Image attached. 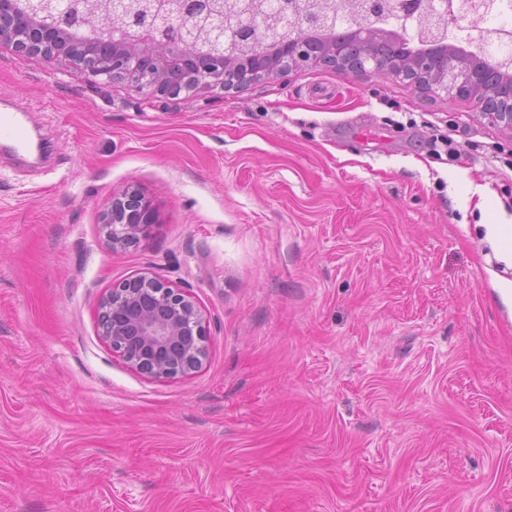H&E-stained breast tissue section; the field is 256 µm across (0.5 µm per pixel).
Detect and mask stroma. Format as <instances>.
Wrapping results in <instances>:
<instances>
[{
    "mask_svg": "<svg viewBox=\"0 0 512 512\" xmlns=\"http://www.w3.org/2000/svg\"><path fill=\"white\" fill-rule=\"evenodd\" d=\"M14 101L55 153L0 156V512H512V135L472 100L322 66L151 96L5 43ZM128 186L158 222L116 248ZM144 271L207 314L191 376L98 334ZM512 221H510L511 223ZM508 223V222H506ZM489 224L486 225V240L496 252L498 258L507 264L512 265V247H502L504 239L512 238V224Z\"/></svg>",
    "mask_w": 512,
    "mask_h": 512,
    "instance_id": "35a3bbf8",
    "label": "stroma"
}]
</instances>
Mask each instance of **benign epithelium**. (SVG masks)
I'll return each mask as SVG.
<instances>
[{
  "instance_id": "1",
  "label": "benign epithelium",
  "mask_w": 512,
  "mask_h": 512,
  "mask_svg": "<svg viewBox=\"0 0 512 512\" xmlns=\"http://www.w3.org/2000/svg\"><path fill=\"white\" fill-rule=\"evenodd\" d=\"M10 0H0V43L12 45L18 57L33 54L62 58L91 67L95 76L125 78L150 95L174 96L216 82L234 90L260 78H277L293 68L318 65L351 74H371L385 80L407 79L432 93L445 92L472 99L477 117L512 133V74L492 62L468 67L448 64L442 68L428 52L412 56L398 69L376 58L367 46L378 38L401 41L394 30L366 28L360 41L366 50L354 56L330 42L322 53H310L306 37L297 34L280 44L282 61L263 63L255 74L239 73L240 61L224 58V46L264 37L258 14L248 11L249 0H239L235 12L224 19V37L209 39L213 20L224 13V0H134L128 10L101 17L103 0H73L71 20L95 26L96 38L71 39L65 25L54 22V0H24L25 12L15 13ZM299 0H284L282 9L306 31L317 17L298 7ZM155 221L151 201L135 190L112 197L104 223L112 226V244L126 245L147 236ZM120 229H115V226ZM100 336L112 354L130 369L156 380L187 377L208 357L207 315L189 290L173 286L147 273L128 279L100 302Z\"/></svg>"
}]
</instances>
